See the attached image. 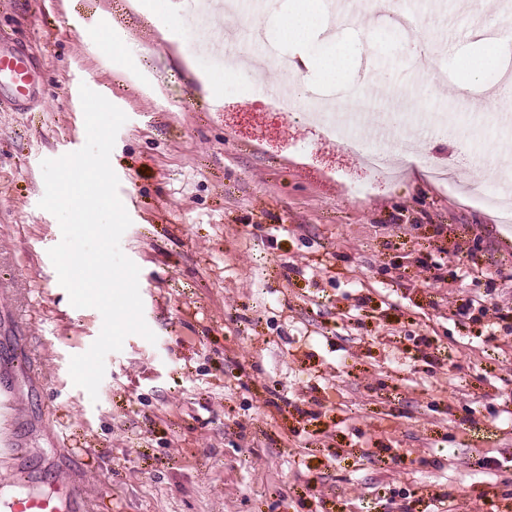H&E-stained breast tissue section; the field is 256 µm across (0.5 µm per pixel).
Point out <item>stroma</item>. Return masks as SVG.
Here are the masks:
<instances>
[{
  "instance_id": "stroma-1",
  "label": "stroma",
  "mask_w": 512,
  "mask_h": 512,
  "mask_svg": "<svg viewBox=\"0 0 512 512\" xmlns=\"http://www.w3.org/2000/svg\"><path fill=\"white\" fill-rule=\"evenodd\" d=\"M0 0V45L29 50L37 100L0 107V348L19 418L22 468L82 481L93 512H512V231L464 192L512 157L500 76L463 97L475 29L498 26L512 54V0H401L418 24L388 33V11L337 15L347 91L449 115L447 136L408 122L389 143L422 141L458 186L401 162L367 195L357 157L299 119L266 108L246 65L197 51L185 0ZM296 0H243L279 40ZM436 68L410 67L413 45ZM223 74L220 93L202 79ZM127 116L111 154L132 223L122 252L140 269L156 342L110 353L97 399L75 386L72 356L103 319L71 305L48 251L61 230L40 208L41 162L83 147L79 87ZM438 263V274L426 271ZM497 303L502 318L481 316Z\"/></svg>"
}]
</instances>
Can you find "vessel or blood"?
<instances>
[{
  "instance_id": "obj_1",
  "label": "vessel or blood",
  "mask_w": 512,
  "mask_h": 512,
  "mask_svg": "<svg viewBox=\"0 0 512 512\" xmlns=\"http://www.w3.org/2000/svg\"><path fill=\"white\" fill-rule=\"evenodd\" d=\"M33 65L21 50L0 47V79H6L9 98L17 109H27L36 97L31 80ZM16 409L7 381H0V458L11 460L17 450L13 424ZM41 476L29 473L22 492L0 491V512H88L87 496L77 484L63 483L42 491Z\"/></svg>"
}]
</instances>
